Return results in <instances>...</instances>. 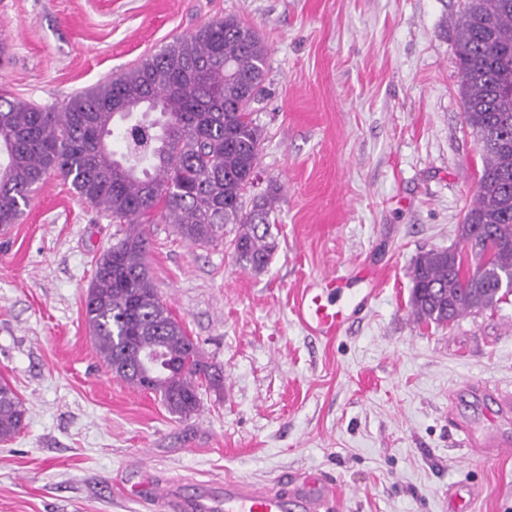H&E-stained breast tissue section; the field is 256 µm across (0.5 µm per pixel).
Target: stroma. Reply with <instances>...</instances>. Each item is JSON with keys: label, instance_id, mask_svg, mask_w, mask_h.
Here are the masks:
<instances>
[{"label": "stroma", "instance_id": "35a3bbf8", "mask_svg": "<svg viewBox=\"0 0 512 512\" xmlns=\"http://www.w3.org/2000/svg\"><path fill=\"white\" fill-rule=\"evenodd\" d=\"M463 0H0V87L42 106L232 16L269 48L254 118L263 150L245 207L280 188L278 248L259 273L222 241L150 224L162 300L221 389L189 418L103 367L84 316L97 258L122 225L47 175L0 238V378L26 408L0 441V512H148L161 487L194 496L288 474L337 485L335 512H512V454L466 448L512 391V301L447 325L414 321V258L457 241L482 169L454 54ZM333 275L349 322L297 319Z\"/></svg>", "mask_w": 512, "mask_h": 512}]
</instances>
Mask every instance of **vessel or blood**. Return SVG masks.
Listing matches in <instances>:
<instances>
[{
	"instance_id": "obj_1",
	"label": "vessel or blood",
	"mask_w": 512,
	"mask_h": 512,
	"mask_svg": "<svg viewBox=\"0 0 512 512\" xmlns=\"http://www.w3.org/2000/svg\"><path fill=\"white\" fill-rule=\"evenodd\" d=\"M339 282L324 278L305 289L297 299V319L314 335L331 339L348 321L340 304ZM338 491L324 476L310 474L294 480L281 479L257 487L241 479L225 480L223 488L199 492L188 501L168 493L156 494L166 512H334Z\"/></svg>"
}]
</instances>
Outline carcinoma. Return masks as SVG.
<instances>
[{
    "label": "carcinoma",
    "mask_w": 512,
    "mask_h": 512,
    "mask_svg": "<svg viewBox=\"0 0 512 512\" xmlns=\"http://www.w3.org/2000/svg\"><path fill=\"white\" fill-rule=\"evenodd\" d=\"M455 55L464 121L483 166L457 245L421 253L410 272L411 314L438 325L493 311L512 293V100H503L512 90V0H465ZM267 57L252 28L224 17L59 108L0 95V227L19 223L51 172L126 225L96 261L86 321L106 369L159 394L180 418L199 410L200 390L220 385L221 374L159 296L144 225L172 224L201 246L236 224L238 264L259 272L271 262L278 189L243 211L261 154L251 114ZM26 414L1 380L0 440L21 431Z\"/></svg>",
    "instance_id": "cac0c4a2"
}]
</instances>
